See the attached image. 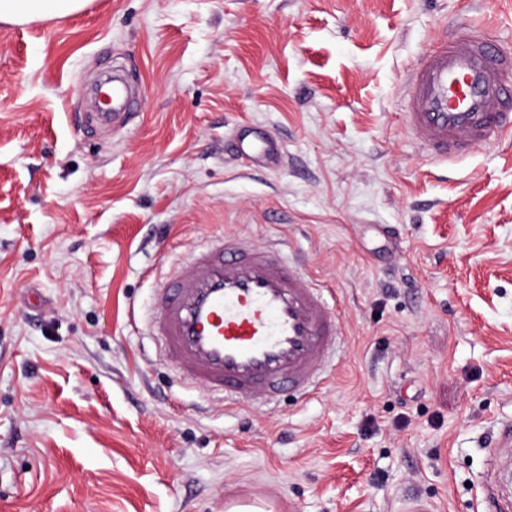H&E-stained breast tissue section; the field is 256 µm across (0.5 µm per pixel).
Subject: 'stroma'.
Segmentation results:
<instances>
[{
	"mask_svg": "<svg viewBox=\"0 0 512 512\" xmlns=\"http://www.w3.org/2000/svg\"><path fill=\"white\" fill-rule=\"evenodd\" d=\"M512 0H92L0 22V512H493L512 424V141L448 163L401 81ZM140 96L104 128L89 87ZM281 165L226 154L241 130ZM300 252L344 336L313 394L183 384L148 322L203 242Z\"/></svg>",
	"mask_w": 512,
	"mask_h": 512,
	"instance_id": "stroma-1",
	"label": "stroma"
}]
</instances>
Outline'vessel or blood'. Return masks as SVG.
Listing matches in <instances>:
<instances>
[{"label":"vessel or blood","instance_id":"b4317fda","mask_svg":"<svg viewBox=\"0 0 512 512\" xmlns=\"http://www.w3.org/2000/svg\"><path fill=\"white\" fill-rule=\"evenodd\" d=\"M403 89L405 128L434 161L512 136V54L478 28L456 25L410 67ZM238 149L272 161L279 144L264 138ZM149 329L184 381L234 406L284 389L309 394L324 381L343 334L327 289L236 236L182 263L164 283Z\"/></svg>","mask_w":512,"mask_h":512}]
</instances>
